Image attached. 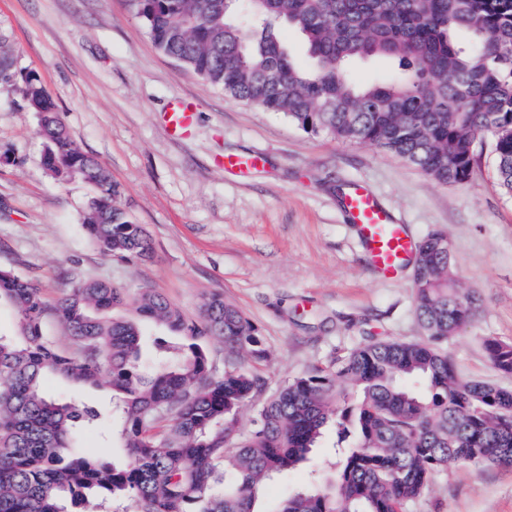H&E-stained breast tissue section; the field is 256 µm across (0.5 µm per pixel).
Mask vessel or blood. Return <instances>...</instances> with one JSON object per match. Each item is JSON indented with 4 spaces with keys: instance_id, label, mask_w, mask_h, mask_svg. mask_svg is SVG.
Wrapping results in <instances>:
<instances>
[{
    "instance_id": "obj_1",
    "label": "vessel or blood",
    "mask_w": 512,
    "mask_h": 512,
    "mask_svg": "<svg viewBox=\"0 0 512 512\" xmlns=\"http://www.w3.org/2000/svg\"><path fill=\"white\" fill-rule=\"evenodd\" d=\"M166 116L168 133L180 137L194 123L196 114L190 103L177 98ZM344 205L350 221L359 232L374 270L385 278L396 277L414 249L406 226L396 223L363 186H356L346 196Z\"/></svg>"
}]
</instances>
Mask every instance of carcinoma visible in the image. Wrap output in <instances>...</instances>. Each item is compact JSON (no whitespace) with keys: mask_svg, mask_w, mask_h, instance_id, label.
Returning <instances> with one entry per match:
<instances>
[{"mask_svg":"<svg viewBox=\"0 0 512 512\" xmlns=\"http://www.w3.org/2000/svg\"><path fill=\"white\" fill-rule=\"evenodd\" d=\"M154 46L224 96L281 113L304 132L382 148L443 184L470 179L476 147L492 146L500 191L512 197V0H129ZM301 37L307 63L279 37ZM393 63L388 81L360 84L354 66ZM43 162L96 190L83 220L106 255L145 262L151 239L121 203L105 167L70 138L40 77ZM448 238L429 233L413 254L419 341L367 337L329 370L266 393L269 358L257 326L213 295L188 319L152 288L139 319L116 317L125 291L102 280L69 288L53 306L0 270V512H255L261 485L296 470L336 430V478L289 496L275 512H406L448 465H512V390L461 378L448 339L470 326L478 298L450 276ZM57 323L67 341L49 334ZM224 342V372L206 347ZM512 374V343L484 340ZM61 378L112 389L106 417L50 398ZM250 423L238 415L259 397ZM119 434L126 461L77 446Z\"/></svg>","mask_w":512,"mask_h":512,"instance_id":"carcinoma-1","label":"carcinoma"}]
</instances>
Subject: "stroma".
<instances>
[{
  "mask_svg": "<svg viewBox=\"0 0 512 512\" xmlns=\"http://www.w3.org/2000/svg\"><path fill=\"white\" fill-rule=\"evenodd\" d=\"M0 269L37 283L47 303L77 279H100L136 297L151 288L190 319L220 295L254 322L274 390L329 368L364 338L418 340L411 268L379 277L342 197L366 186L414 240L443 232L460 289L480 309L447 351L459 374L512 389L483 341L512 342V197L496 183L490 146L469 181L441 184L393 154L311 135L284 115L225 97L153 45L128 0H0ZM36 73L71 139L118 183L121 201L153 242L151 261L103 254L82 226L92 186L43 164L39 118L25 100ZM195 105L187 137L162 116L174 98ZM262 157L245 174L217 159ZM326 433L309 462L271 477L257 508L336 475ZM408 512H512V468L452 465Z\"/></svg>",
  "mask_w": 512,
  "mask_h": 512,
  "instance_id": "stroma-1",
  "label": "stroma"
}]
</instances>
